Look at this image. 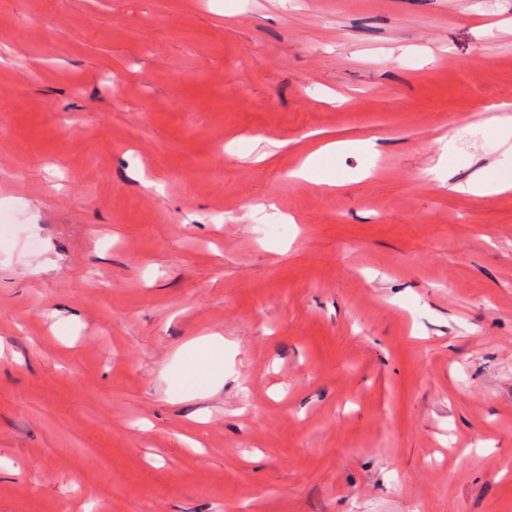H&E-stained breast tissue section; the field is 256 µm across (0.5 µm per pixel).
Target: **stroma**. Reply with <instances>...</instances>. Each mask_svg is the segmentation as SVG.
I'll list each match as a JSON object with an SVG mask.
<instances>
[{
  "instance_id": "stroma-1",
  "label": "stroma",
  "mask_w": 512,
  "mask_h": 512,
  "mask_svg": "<svg viewBox=\"0 0 512 512\" xmlns=\"http://www.w3.org/2000/svg\"><path fill=\"white\" fill-rule=\"evenodd\" d=\"M501 103L512 0H0V512H512ZM184 388L208 385L223 367L224 338L219 335L203 336L187 343L181 350Z\"/></svg>"
}]
</instances>
